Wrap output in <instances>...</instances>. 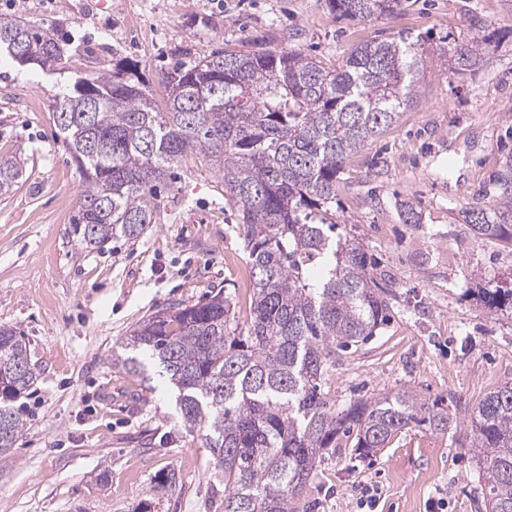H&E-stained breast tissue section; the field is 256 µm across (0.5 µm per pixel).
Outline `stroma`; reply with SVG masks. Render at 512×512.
Returning a JSON list of instances; mask_svg holds the SVG:
<instances>
[{
  "mask_svg": "<svg viewBox=\"0 0 512 512\" xmlns=\"http://www.w3.org/2000/svg\"><path fill=\"white\" fill-rule=\"evenodd\" d=\"M15 15L61 29L65 59L52 71L0 58V157L25 168L0 197V325L23 336L36 372L20 400L25 429L0 463V512H224V473L184 428L173 392L161 377L126 373L112 353L139 322L213 287L244 307L237 209L194 155L174 167L143 235L81 247L70 224L83 181L53 90L121 62L159 101L161 71L214 50L299 49L335 68L355 45L401 32L431 44L417 98L350 158L331 207L375 258L391 316L329 382L340 406L410 390L457 427L408 425L368 458L339 438L298 506L486 512L465 434L475 403L512 383V311L482 298L512 288V245L477 234L462 211L512 151V0H404L365 22L338 20L328 0H0V17ZM480 32L490 38L482 63L448 77L440 38L453 46ZM404 202L419 223H404ZM367 485L379 493L372 509Z\"/></svg>",
  "mask_w": 512,
  "mask_h": 512,
  "instance_id": "35a3bbf8",
  "label": "stroma"
}]
</instances>
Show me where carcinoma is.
<instances>
[{
    "label": "carcinoma",
    "mask_w": 512,
    "mask_h": 512,
    "mask_svg": "<svg viewBox=\"0 0 512 512\" xmlns=\"http://www.w3.org/2000/svg\"><path fill=\"white\" fill-rule=\"evenodd\" d=\"M402 2L329 5L342 19L367 21ZM63 42L53 27L0 18V56L21 68L58 67ZM486 49L478 34L455 45L448 75L472 71ZM423 52L401 34L360 43L329 69L298 49L222 50L162 72L161 105L123 69L53 95L61 137L83 176L71 228L84 248L142 235L155 223L157 190L189 153L208 158L239 208L253 285L246 325L219 288L203 303L152 314L117 357L147 381V363L156 365L175 388L184 427L204 437L224 471V512H297L341 435L355 434L358 455L370 457L412 422L437 433L456 424L409 390L338 411L328 387L338 354L374 336L390 306L362 244L336 233L329 206L349 158L414 103ZM22 174L18 160L0 159V196ZM490 184L493 213L476 204L463 216L478 234L512 244V154ZM486 298L491 309L512 310L511 288ZM33 379L26 342L0 325V455L26 425L16 402ZM466 446L480 465L487 512H512L511 383L472 408Z\"/></svg>",
    "instance_id": "carcinoma-1"
}]
</instances>
